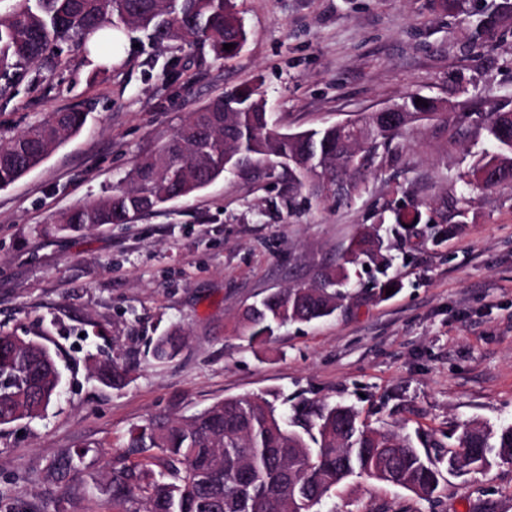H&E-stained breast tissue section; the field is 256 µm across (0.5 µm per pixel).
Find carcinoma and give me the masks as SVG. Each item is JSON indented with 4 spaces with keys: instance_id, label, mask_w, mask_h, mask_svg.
<instances>
[{
    "instance_id": "cac0c4a2",
    "label": "carcinoma",
    "mask_w": 512,
    "mask_h": 512,
    "mask_svg": "<svg viewBox=\"0 0 512 512\" xmlns=\"http://www.w3.org/2000/svg\"><path fill=\"white\" fill-rule=\"evenodd\" d=\"M134 26L157 44L209 47L219 60L234 58L246 32L234 0H14L0 12V94L27 66L58 59L76 46L112 56V32ZM231 44L230 50L223 45ZM416 97L402 100L429 120L447 106ZM86 121L78 110L51 113L9 137L0 136V189L43 163ZM492 149L480 153L456 176L483 187L481 175L494 171L493 188L512 183V96L484 123ZM400 127H380L363 142L352 141L336 125L290 134L280 131L257 89L245 86L189 113L157 153L140 158L106 195L60 214L48 230L85 231L105 224H131L141 215L190 197L226 173L290 172L292 188L305 189L316 202L336 206L364 189V173L389 152ZM419 208L393 211L394 229H417ZM381 226L363 229L334 270H323L310 285L271 293L247 307L238 328L251 343L272 339L290 323H309L335 314L349 267L365 260L388 269ZM184 337L172 328L156 337L151 350L159 362L175 359ZM58 356L26 337L0 330V426L44 416L58 396ZM133 369L130 362L104 361L96 378L117 384ZM462 451L431 457L397 433L360 421L355 407L302 400L288 419L275 402L258 396L229 397L188 418L155 417L128 430L123 450L110 463L112 512H316L336 486L352 477L399 485L435 502L447 463L448 474L484 470L495 461L512 463V425L491 434L467 426ZM83 453L58 460L66 480Z\"/></svg>"
}]
</instances>
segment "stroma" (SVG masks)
I'll use <instances>...</instances> for the list:
<instances>
[{
	"label": "stroma",
	"instance_id": "obj_1",
	"mask_svg": "<svg viewBox=\"0 0 512 512\" xmlns=\"http://www.w3.org/2000/svg\"><path fill=\"white\" fill-rule=\"evenodd\" d=\"M499 0H237L247 39L236 58L181 51L126 28L121 59L77 48L23 70L0 95V135L49 113L86 112L81 132L0 190V329L43 337L64 382L43 418L0 428V512H112L114 449L157 416L188 417L240 395L354 406L372 428L458 447L462 429L512 424V185L477 191L465 212L458 172L487 149L481 121L512 96V15L475 24ZM258 87L281 131L356 118L409 95L447 102V120L397 137L364 192L328 210L289 191L288 176L225 175L194 197L68 234L46 232L66 209L98 198L189 112L234 88ZM459 124L456 146L448 127ZM419 208L414 236L385 234L387 273L357 268L330 318L249 344L239 311L312 283L363 226ZM462 225L434 241L432 227ZM399 281L372 299L382 276ZM180 327L169 362L149 344ZM124 355L120 385L97 361ZM84 457L68 482L57 459ZM322 512H512V464L447 477L439 504L354 477Z\"/></svg>",
	"mask_w": 512,
	"mask_h": 512
}]
</instances>
